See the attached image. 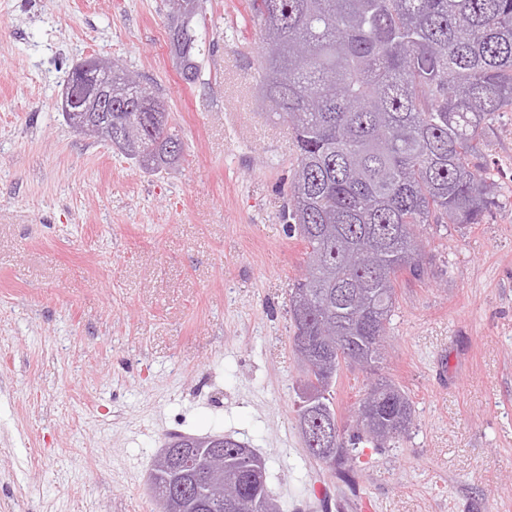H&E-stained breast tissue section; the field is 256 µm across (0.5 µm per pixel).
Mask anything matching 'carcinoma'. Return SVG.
<instances>
[{
	"instance_id": "obj_1",
	"label": "carcinoma",
	"mask_w": 512,
	"mask_h": 512,
	"mask_svg": "<svg viewBox=\"0 0 512 512\" xmlns=\"http://www.w3.org/2000/svg\"><path fill=\"white\" fill-rule=\"evenodd\" d=\"M164 0L168 23L185 27L177 44L184 79L195 82L207 50L203 6ZM260 43L255 104L288 129L295 167L281 218L306 245L307 266L290 292L305 296L309 336L327 327L364 359L382 360L399 276L427 275L417 231L433 224H481L495 184L473 163L487 130L512 112V0H248ZM112 67V145L148 172L184 156L174 127L159 141L140 76ZM378 337L377 342L368 337ZM347 358L321 355L314 377L321 393L299 405L305 448L307 418L336 415L333 383ZM413 425L408 395L380 378L361 399L356 426L335 445L328 468L350 477L356 445L388 448ZM240 441L224 437V466L239 465ZM183 476L153 468L160 499ZM266 482L245 483L238 512H264Z\"/></svg>"
}]
</instances>
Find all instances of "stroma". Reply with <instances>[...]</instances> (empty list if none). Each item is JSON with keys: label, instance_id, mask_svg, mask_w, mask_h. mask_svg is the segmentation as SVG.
<instances>
[{"label": "stroma", "instance_id": "35a3bbf8", "mask_svg": "<svg viewBox=\"0 0 512 512\" xmlns=\"http://www.w3.org/2000/svg\"><path fill=\"white\" fill-rule=\"evenodd\" d=\"M244 6L206 0L214 47L189 84L162 0H0V512H158L172 433L254 448L282 512H512V112L478 159L484 223L424 232L428 276L399 280L378 375L412 429L358 449L346 482L297 427L288 295L307 257L279 217L295 151L254 107ZM96 55L164 101L176 167L144 172L67 124L57 97ZM375 376L341 369L342 425Z\"/></svg>", "mask_w": 512, "mask_h": 512}]
</instances>
